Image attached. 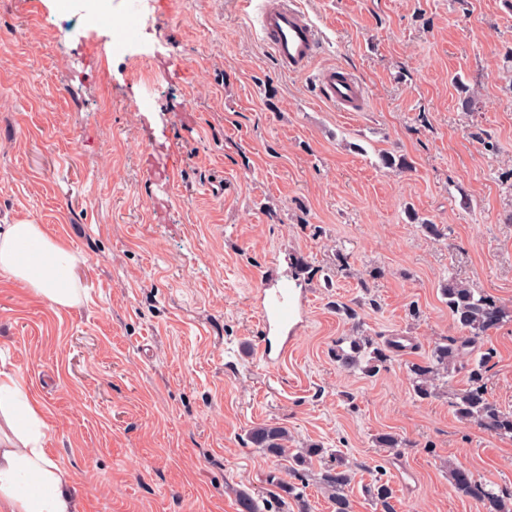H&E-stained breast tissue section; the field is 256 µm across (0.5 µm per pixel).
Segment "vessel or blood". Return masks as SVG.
<instances>
[{"label":"vessel or blood","instance_id":"vessel-or-blood-1","mask_svg":"<svg viewBox=\"0 0 512 512\" xmlns=\"http://www.w3.org/2000/svg\"><path fill=\"white\" fill-rule=\"evenodd\" d=\"M241 4L256 12L259 39L281 70L295 75L313 70L320 35L296 0H241ZM316 73L324 99L338 111L365 110L367 92L353 74L339 66ZM303 315L304 303L288 283L261 289L256 306L257 350L268 367H279L286 360L294 344L295 321Z\"/></svg>","mask_w":512,"mask_h":512}]
</instances>
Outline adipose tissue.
Wrapping results in <instances>:
<instances>
[{
	"mask_svg": "<svg viewBox=\"0 0 512 512\" xmlns=\"http://www.w3.org/2000/svg\"><path fill=\"white\" fill-rule=\"evenodd\" d=\"M74 266V257L41 225L21 222L0 230V274L51 306L78 303ZM44 427L22 383L0 372V512H79L76 487L43 446Z\"/></svg>",
	"mask_w": 512,
	"mask_h": 512,
	"instance_id": "obj_1",
	"label": "adipose tissue"
}]
</instances>
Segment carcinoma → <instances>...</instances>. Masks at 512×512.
<instances>
[{"label":"carcinoma","mask_w":512,"mask_h":512,"mask_svg":"<svg viewBox=\"0 0 512 512\" xmlns=\"http://www.w3.org/2000/svg\"><path fill=\"white\" fill-rule=\"evenodd\" d=\"M440 291L459 335L439 339L424 360L409 364L414 394L421 401L438 398L448 392V377L463 370L465 385L452 392L450 401L456 416L496 436L512 438V411L489 398L487 391L485 373L497 351L493 347H478L479 341L500 323L505 312L492 295L452 277L442 283ZM336 312L352 322V335L336 341L333 353L336 362L343 368L358 369L369 378L377 376L391 360L394 347L390 343L381 345L364 334L363 319L352 305L338 303ZM247 441L268 455L288 461V470L294 473L326 453L319 444L296 451L289 448L288 431L275 425L250 429ZM450 479L454 492L474 501L478 512H512V496L495 493L470 471L454 467L450 470ZM320 480L335 512H350L348 489L352 475L341 452H336L334 461L323 469ZM368 494L376 512H396L394 491L387 482L380 478L375 480Z\"/></svg>","instance_id":"1"}]
</instances>
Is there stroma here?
I'll return each instance as SVG.
<instances>
[{
  "label": "stroma",
  "instance_id": "stroma-1",
  "mask_svg": "<svg viewBox=\"0 0 512 512\" xmlns=\"http://www.w3.org/2000/svg\"><path fill=\"white\" fill-rule=\"evenodd\" d=\"M298 3L323 32L316 68L355 74L364 111L283 72L240 0H169L147 18L112 0L120 48L106 27L84 43L80 0H0V227L42 225L81 290L58 309L0 276V371L40 404L82 512H241L240 490L260 512H298L279 496L287 461L246 441L260 424L341 451L353 512H374L379 473L397 512H478L451 489L456 466L512 494V439L447 396L416 400L407 369L456 335L440 293L456 278L507 313L483 343L489 395L512 409V0ZM142 53L159 82L137 77ZM271 275L311 303L276 372L255 342ZM337 301L361 302L377 341L401 337L376 377L336 363L351 330ZM383 432L409 447H378Z\"/></svg>",
  "mask_w": 512,
  "mask_h": 512
}]
</instances>
